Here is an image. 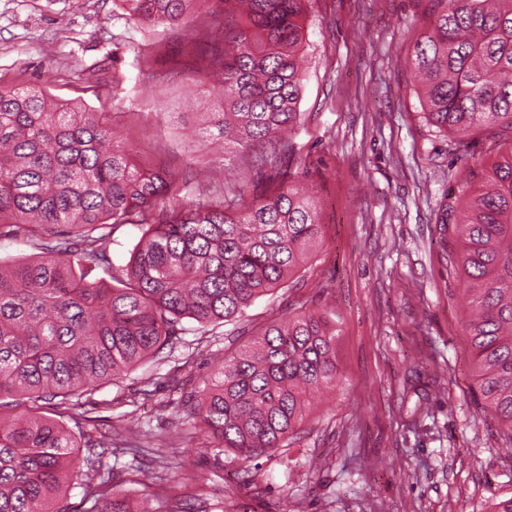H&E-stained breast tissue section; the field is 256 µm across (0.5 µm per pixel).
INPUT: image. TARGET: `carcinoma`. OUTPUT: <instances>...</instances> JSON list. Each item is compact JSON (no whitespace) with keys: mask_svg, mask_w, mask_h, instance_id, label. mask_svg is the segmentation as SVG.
<instances>
[{"mask_svg":"<svg viewBox=\"0 0 512 512\" xmlns=\"http://www.w3.org/2000/svg\"><path fill=\"white\" fill-rule=\"evenodd\" d=\"M310 2L121 0L142 23L189 29L210 19L206 35L190 37L206 61L194 81L219 75L196 136L250 155L251 190L143 166L114 141L105 113L50 102L38 87H0V235L40 250L0 266V512H69L62 502L74 485L83 512H181L164 486L137 498L96 478L112 438L84 437L73 400L173 346L183 320L205 336L290 288L320 238L317 203L288 172ZM428 2L412 50L426 122L460 146L483 126L512 131V0ZM476 178L466 210L447 203L439 221L458 229L475 383L512 432V153ZM124 224L142 238L115 271L107 229ZM336 374L335 322L302 307L224 356L188 396L184 420L217 455L261 456L298 439L311 395L336 386ZM44 397L57 400L51 416L35 406ZM131 451L134 472L153 470L157 450L136 440Z\"/></svg>","mask_w":512,"mask_h":512,"instance_id":"cac0c4a2","label":"carcinoma"}]
</instances>
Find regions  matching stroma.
Segmentation results:
<instances>
[{
    "label": "stroma",
    "instance_id": "35a3bbf8",
    "mask_svg": "<svg viewBox=\"0 0 512 512\" xmlns=\"http://www.w3.org/2000/svg\"><path fill=\"white\" fill-rule=\"evenodd\" d=\"M427 0H312L306 70L290 171L315 197L322 239L295 286L257 300L207 338L185 332L174 352L80 398L98 433L129 429L152 447L177 441L205 487V512H491L512 497V433L474 381L460 322L457 242L437 222L441 202L465 204L473 172L512 151L494 127L468 139L422 117L412 38ZM179 28L139 25L113 0H0V86L43 87L59 100L114 115L137 160L210 186L250 182L244 156L222 163L204 142L186 150L192 82ZM336 315L334 391L317 397L290 447L242 461L179 435L183 394L203 385L216 356L301 305Z\"/></svg>",
    "mask_w": 512,
    "mask_h": 512
}]
</instances>
